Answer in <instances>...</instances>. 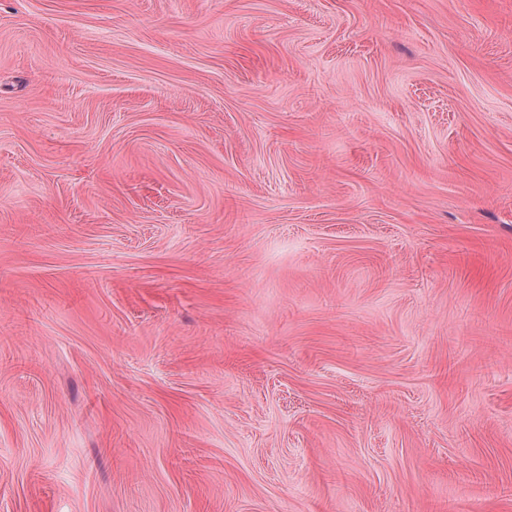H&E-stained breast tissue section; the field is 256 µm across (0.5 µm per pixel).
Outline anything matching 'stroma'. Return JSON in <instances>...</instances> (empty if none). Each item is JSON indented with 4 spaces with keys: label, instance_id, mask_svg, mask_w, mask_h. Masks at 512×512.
Segmentation results:
<instances>
[{
    "label": "stroma",
    "instance_id": "obj_1",
    "mask_svg": "<svg viewBox=\"0 0 512 512\" xmlns=\"http://www.w3.org/2000/svg\"><path fill=\"white\" fill-rule=\"evenodd\" d=\"M0 512H512V0H0Z\"/></svg>",
    "mask_w": 512,
    "mask_h": 512
}]
</instances>
